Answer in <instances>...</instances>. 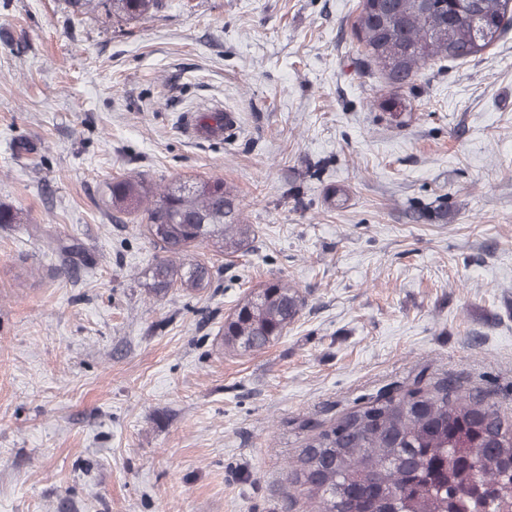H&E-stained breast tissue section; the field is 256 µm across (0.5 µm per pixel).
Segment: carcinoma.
I'll list each match as a JSON object with an SVG mask.
<instances>
[{
	"label": "carcinoma",
	"instance_id": "1",
	"mask_svg": "<svg viewBox=\"0 0 512 512\" xmlns=\"http://www.w3.org/2000/svg\"><path fill=\"white\" fill-rule=\"evenodd\" d=\"M76 11L102 8L117 20H142L162 0H68ZM359 43L392 84L411 82L429 61H466L512 27L509 0H360ZM112 210L143 211L165 258L152 270L151 292H193L209 266L176 260L193 245L222 255L245 250L236 190L222 179L179 181L155 191L130 178L112 181ZM298 291L268 281L224 320V346L261 351L300 314ZM315 512H512V418L485 396L446 381L416 384L357 405L311 437L287 474Z\"/></svg>",
	"mask_w": 512,
	"mask_h": 512
}]
</instances>
